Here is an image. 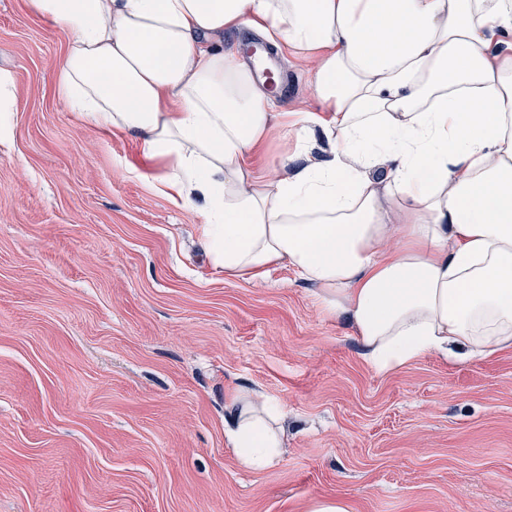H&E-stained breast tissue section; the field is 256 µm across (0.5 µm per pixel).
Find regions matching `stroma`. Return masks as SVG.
<instances>
[{
  "mask_svg": "<svg viewBox=\"0 0 512 512\" xmlns=\"http://www.w3.org/2000/svg\"><path fill=\"white\" fill-rule=\"evenodd\" d=\"M66 45L0 0L17 111L0 147V512H512V349L376 372L288 265L225 277L202 217L133 135L69 111ZM275 109L317 110L276 51ZM288 411L274 468L242 469L224 407Z\"/></svg>",
  "mask_w": 512,
  "mask_h": 512,
  "instance_id": "35a3bbf8",
  "label": "stroma"
}]
</instances>
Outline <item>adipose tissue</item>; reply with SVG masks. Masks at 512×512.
<instances>
[{
	"instance_id": "obj_1",
	"label": "adipose tissue",
	"mask_w": 512,
	"mask_h": 512,
	"mask_svg": "<svg viewBox=\"0 0 512 512\" xmlns=\"http://www.w3.org/2000/svg\"><path fill=\"white\" fill-rule=\"evenodd\" d=\"M67 37L56 91L134 134L161 189L209 227L225 276L286 264L380 373L424 355L512 348V0H26ZM308 60L320 154L245 161L275 104L224 34ZM284 407L241 390L224 436L261 473L286 452Z\"/></svg>"
}]
</instances>
